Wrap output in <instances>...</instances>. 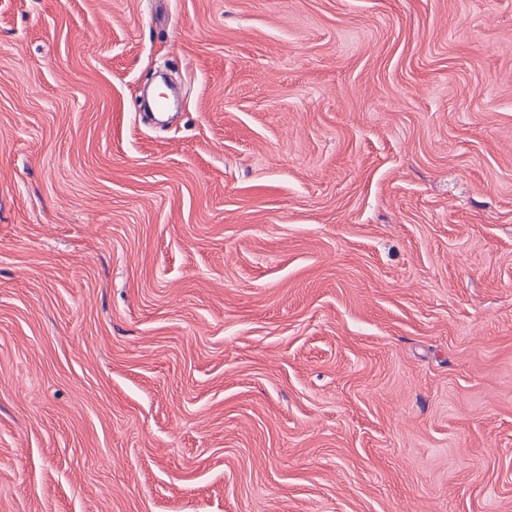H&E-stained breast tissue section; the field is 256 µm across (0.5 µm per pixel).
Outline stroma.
Segmentation results:
<instances>
[{"mask_svg": "<svg viewBox=\"0 0 512 512\" xmlns=\"http://www.w3.org/2000/svg\"><path fill=\"white\" fill-rule=\"evenodd\" d=\"M0 512H512V0H0Z\"/></svg>", "mask_w": 512, "mask_h": 512, "instance_id": "obj_1", "label": "stroma"}]
</instances>
